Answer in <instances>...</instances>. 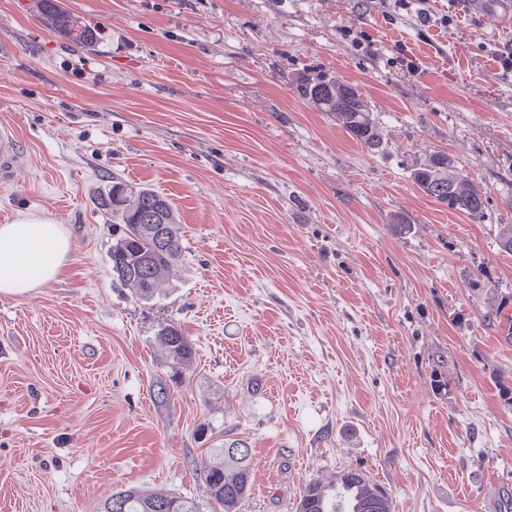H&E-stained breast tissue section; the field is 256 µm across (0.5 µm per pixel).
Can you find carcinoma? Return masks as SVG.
Listing matches in <instances>:
<instances>
[{
	"instance_id": "1",
	"label": "carcinoma",
	"mask_w": 512,
	"mask_h": 512,
	"mask_svg": "<svg viewBox=\"0 0 512 512\" xmlns=\"http://www.w3.org/2000/svg\"><path fill=\"white\" fill-rule=\"evenodd\" d=\"M52 23L87 46L93 32L78 25L70 14L46 0ZM299 95L367 149L384 146L383 133L361 94L334 76H312L304 71L296 78ZM416 186L435 201L470 217L484 216L487 191L475 183L445 152H437L413 169ZM98 205L112 213V276L140 300H152L162 292L163 276L182 253L181 228L166 197L147 186H133L112 178L100 194ZM156 340L164 348L172 368L180 370L195 358L193 344L181 327H159ZM249 446L240 439L222 443L214 458L203 463L202 473L210 498L223 512H240L251 490ZM102 512H199L196 504L172 493H149L135 487L119 489L104 502ZM296 512H392L387 493L361 471L352 469L338 478L331 493L314 481L305 488Z\"/></svg>"
}]
</instances>
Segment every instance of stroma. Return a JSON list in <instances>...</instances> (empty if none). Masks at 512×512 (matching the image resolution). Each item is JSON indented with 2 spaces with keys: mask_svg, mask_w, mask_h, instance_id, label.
I'll return each mask as SVG.
<instances>
[{
  "mask_svg": "<svg viewBox=\"0 0 512 512\" xmlns=\"http://www.w3.org/2000/svg\"><path fill=\"white\" fill-rule=\"evenodd\" d=\"M59 5L94 46L39 0H0V126L24 143L0 224L33 214L70 241L56 280L0 294V512H100L130 486L220 512L201 466L233 439L251 452L242 512H295L350 469L394 512H512V74L492 53L512 18L442 32L361 0ZM305 70L360 91L382 150L300 98ZM439 151L486 189L483 218L414 184ZM114 176L182 227L151 301L112 278L96 198ZM481 269L496 290L472 285ZM165 323L195 348L183 371ZM46 1L47 10L51 12L52 23L60 30L71 33L78 42L84 43L91 47L94 43L95 36L90 29L78 25V22L72 18L70 14L60 9L51 1L55 0H40ZM156 340L164 348L166 359L176 371L188 366L195 358L193 344L177 324L160 325Z\"/></svg>",
  "mask_w": 512,
  "mask_h": 512,
  "instance_id": "stroma-1",
  "label": "stroma"
}]
</instances>
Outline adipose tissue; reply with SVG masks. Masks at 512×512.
Masks as SVG:
<instances>
[{
  "instance_id": "ef3b65f1",
  "label": "adipose tissue",
  "mask_w": 512,
  "mask_h": 512,
  "mask_svg": "<svg viewBox=\"0 0 512 512\" xmlns=\"http://www.w3.org/2000/svg\"><path fill=\"white\" fill-rule=\"evenodd\" d=\"M70 243L62 225L24 216L0 225V293L24 295L57 278Z\"/></svg>"
}]
</instances>
